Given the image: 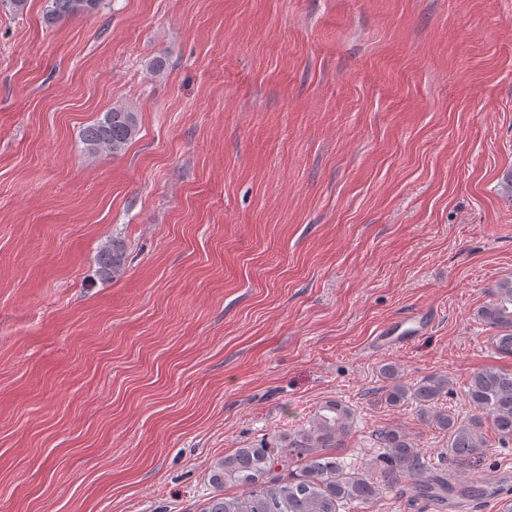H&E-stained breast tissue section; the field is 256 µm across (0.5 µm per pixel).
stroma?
<instances>
[{"label": "stroma", "mask_w": 512, "mask_h": 512, "mask_svg": "<svg viewBox=\"0 0 512 512\" xmlns=\"http://www.w3.org/2000/svg\"><path fill=\"white\" fill-rule=\"evenodd\" d=\"M46 5L0 0V512H201L329 399L356 467L386 424L447 450L373 393L445 375L467 416L512 370L475 316L512 276V0ZM115 106L136 141L88 156ZM100 5L101 0H48L45 20L51 25L69 17L95 14ZM125 271V250L118 240L107 241L99 251L98 272L104 279L114 280Z\"/></svg>", "instance_id": "stroma-1"}]
</instances>
